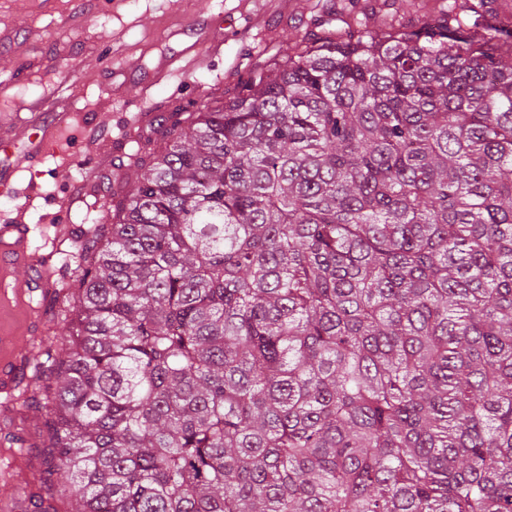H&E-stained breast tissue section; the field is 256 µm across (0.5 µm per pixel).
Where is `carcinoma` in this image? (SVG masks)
Masks as SVG:
<instances>
[{
  "label": "carcinoma",
  "mask_w": 512,
  "mask_h": 512,
  "mask_svg": "<svg viewBox=\"0 0 512 512\" xmlns=\"http://www.w3.org/2000/svg\"><path fill=\"white\" fill-rule=\"evenodd\" d=\"M168 120L32 357L28 512H512V22L326 29Z\"/></svg>",
  "instance_id": "carcinoma-1"
}]
</instances>
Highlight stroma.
I'll use <instances>...</instances> for the list:
<instances>
[{
  "mask_svg": "<svg viewBox=\"0 0 512 512\" xmlns=\"http://www.w3.org/2000/svg\"><path fill=\"white\" fill-rule=\"evenodd\" d=\"M446 0H0V130L14 137L0 166L15 169L24 196L0 195V225L22 218L15 248L52 257L48 275L0 267L9 308L0 317V429L26 447L0 440V502L18 497L44 466V413L24 411L19 395L35 383L24 356L42 340L63 336L70 279L62 271L94 225L112 221L131 189L136 155L163 148L161 120L222 104L256 69L330 21L367 27L436 12ZM216 27L220 47L200 63L181 61L202 33ZM175 70L156 79L160 63ZM66 98L70 119L33 162L14 157L51 113L30 112V100Z\"/></svg>",
  "mask_w": 512,
  "mask_h": 512,
  "instance_id": "stroma-1",
  "label": "stroma"
}]
</instances>
